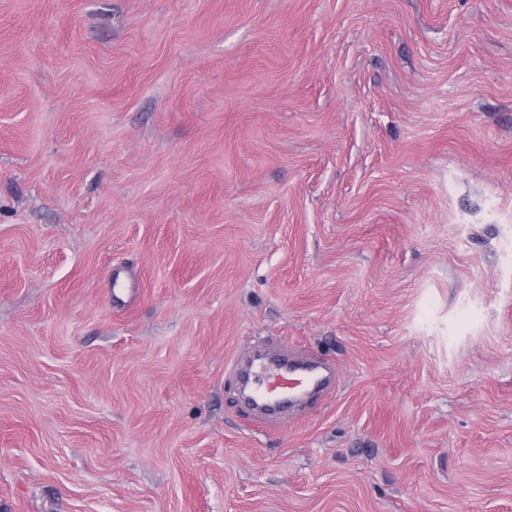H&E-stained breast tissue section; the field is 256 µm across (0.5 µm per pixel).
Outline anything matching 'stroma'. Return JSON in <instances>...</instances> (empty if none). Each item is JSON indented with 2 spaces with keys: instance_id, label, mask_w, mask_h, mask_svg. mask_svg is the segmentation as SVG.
<instances>
[{
  "instance_id": "obj_1",
  "label": "stroma",
  "mask_w": 512,
  "mask_h": 512,
  "mask_svg": "<svg viewBox=\"0 0 512 512\" xmlns=\"http://www.w3.org/2000/svg\"><path fill=\"white\" fill-rule=\"evenodd\" d=\"M0 512H512V0H0ZM324 363L318 360L273 363L261 361L251 372L265 378V384L257 386L250 394L253 408L266 418H274L276 412L288 403L296 393L314 396L320 394L330 381L331 374H322Z\"/></svg>"
}]
</instances>
